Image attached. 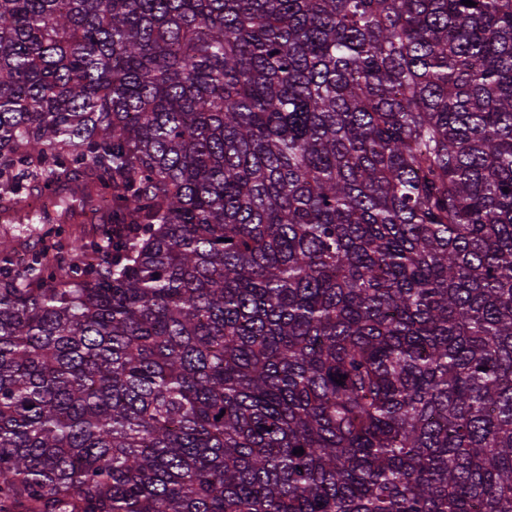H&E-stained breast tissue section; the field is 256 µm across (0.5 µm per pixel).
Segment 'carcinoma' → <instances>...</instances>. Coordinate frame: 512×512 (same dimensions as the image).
<instances>
[{
    "label": "carcinoma",
    "instance_id": "carcinoma-1",
    "mask_svg": "<svg viewBox=\"0 0 512 512\" xmlns=\"http://www.w3.org/2000/svg\"><path fill=\"white\" fill-rule=\"evenodd\" d=\"M473 2L0 0V197L83 184L0 225V512H512V0Z\"/></svg>",
    "mask_w": 512,
    "mask_h": 512
}]
</instances>
